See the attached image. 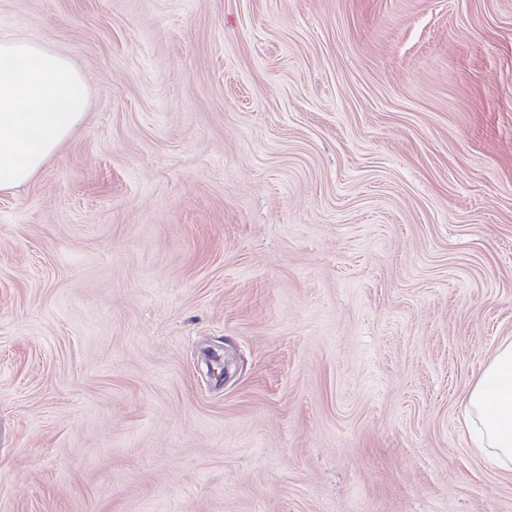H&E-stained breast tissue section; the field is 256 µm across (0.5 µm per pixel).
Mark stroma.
I'll list each match as a JSON object with an SVG mask.
<instances>
[{
  "label": "stroma",
  "instance_id": "stroma-1",
  "mask_svg": "<svg viewBox=\"0 0 512 512\" xmlns=\"http://www.w3.org/2000/svg\"><path fill=\"white\" fill-rule=\"evenodd\" d=\"M88 108L0 192V512H512V0H0ZM476 448H488L502 468H512V340L504 341L465 404ZM465 420L469 429L468 420Z\"/></svg>",
  "mask_w": 512,
  "mask_h": 512
}]
</instances>
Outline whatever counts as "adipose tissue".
<instances>
[{
  "label": "adipose tissue",
  "mask_w": 512,
  "mask_h": 512,
  "mask_svg": "<svg viewBox=\"0 0 512 512\" xmlns=\"http://www.w3.org/2000/svg\"><path fill=\"white\" fill-rule=\"evenodd\" d=\"M84 81L65 56L25 40L0 41V191L29 183L82 118ZM474 444L512 468V340L470 391Z\"/></svg>",
  "instance_id": "adipose-tissue-1"
}]
</instances>
